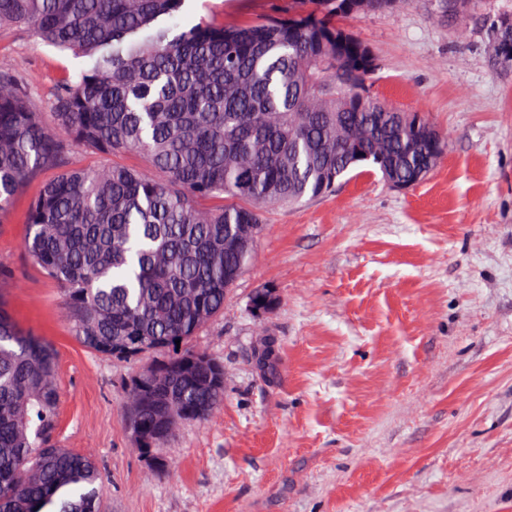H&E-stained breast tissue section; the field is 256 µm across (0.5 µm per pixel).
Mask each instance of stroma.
Segmentation results:
<instances>
[{
    "instance_id": "obj_1",
    "label": "stroma",
    "mask_w": 512,
    "mask_h": 512,
    "mask_svg": "<svg viewBox=\"0 0 512 512\" xmlns=\"http://www.w3.org/2000/svg\"><path fill=\"white\" fill-rule=\"evenodd\" d=\"M292 0H185L182 25L250 22ZM512 0H409L347 26L379 56L374 93L448 139L410 189L349 174L331 195L266 211L254 257L192 348L224 365V406L181 422L149 471L125 425L153 353L113 358L78 343L63 294L24 251L39 173L0 219V279L18 326L56 353V437L93 457L108 512H512V66L492 20ZM86 59L28 29L0 37V67L46 99ZM275 289L258 318L249 298ZM277 353L269 375L256 354Z\"/></svg>"
}]
</instances>
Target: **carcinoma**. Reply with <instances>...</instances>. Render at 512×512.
Wrapping results in <instances>:
<instances>
[{"instance_id": "carcinoma-1", "label": "carcinoma", "mask_w": 512, "mask_h": 512, "mask_svg": "<svg viewBox=\"0 0 512 512\" xmlns=\"http://www.w3.org/2000/svg\"><path fill=\"white\" fill-rule=\"evenodd\" d=\"M184 0H0V36L26 28L88 67L57 80L47 124L34 86L0 69V216L37 173L25 251L61 288L84 347L114 358L169 355L128 389L127 419L152 449L183 420L224 403V365L186 344L224 311V274L244 272L270 207L331 193L374 165L397 188L445 154L412 115L371 92L379 59L335 22L408 0H302L306 8L236 24L172 20ZM492 47L512 51V22ZM136 154L148 169L117 164ZM59 391L46 340L0 298V512H104L96 461L60 447Z\"/></svg>"}]
</instances>
